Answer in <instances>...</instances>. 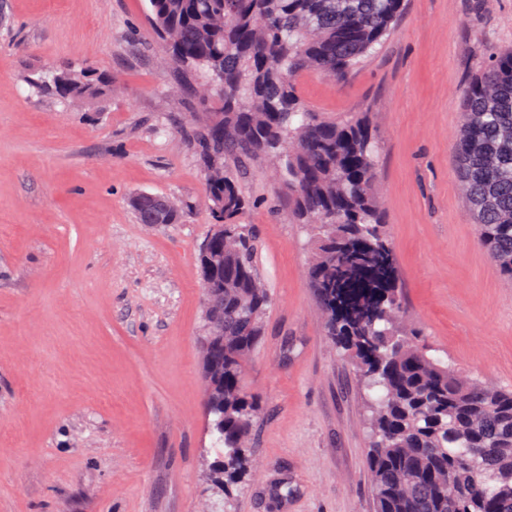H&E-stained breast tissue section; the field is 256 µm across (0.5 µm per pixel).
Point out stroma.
<instances>
[{"mask_svg":"<svg viewBox=\"0 0 512 512\" xmlns=\"http://www.w3.org/2000/svg\"><path fill=\"white\" fill-rule=\"evenodd\" d=\"M149 0H0V512H372L366 398L323 334L309 233L265 161L241 181L273 298L250 354L254 468L207 479L197 263L211 218L190 142L197 73L165 68ZM512 49V0H405L382 48L305 101L366 112L408 315L433 357L512 389V282L480 246L453 146L460 91ZM89 65L104 109L32 94L34 69ZM138 191L182 202L137 223Z\"/></svg>","mask_w":512,"mask_h":512,"instance_id":"obj_1","label":"stroma"}]
</instances>
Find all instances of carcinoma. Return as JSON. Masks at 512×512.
<instances>
[{"label":"carcinoma","instance_id":"1","mask_svg":"<svg viewBox=\"0 0 512 512\" xmlns=\"http://www.w3.org/2000/svg\"><path fill=\"white\" fill-rule=\"evenodd\" d=\"M166 64L194 70L217 97L194 128L214 224L198 256L205 406L222 492L245 475L257 400L241 384L272 297L257 269L260 240L242 223L239 179L264 159L288 189L289 220L311 233L308 279L323 332L347 357L369 404L373 512H512V389L492 388L429 355L407 319L377 188L378 135L365 112L312 109L297 79L345 78L378 50L404 0H149ZM31 92L105 103L112 75L66 65L27 76ZM455 145L463 201L478 240L512 281V50L462 91ZM132 197L141 224L153 207Z\"/></svg>","mask_w":512,"mask_h":512}]
</instances>
